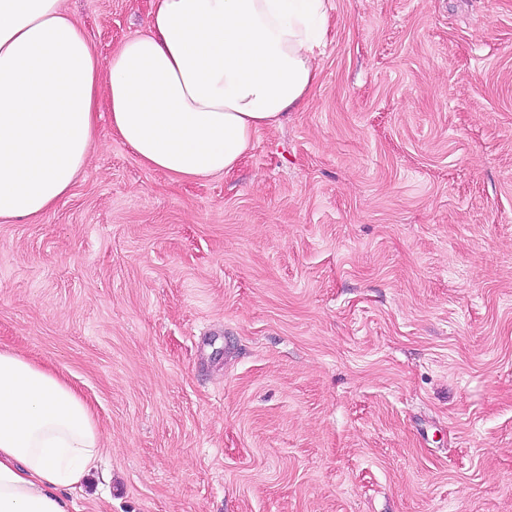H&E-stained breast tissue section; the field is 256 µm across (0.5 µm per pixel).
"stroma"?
<instances>
[{
    "label": "stroma",
    "mask_w": 512,
    "mask_h": 512,
    "mask_svg": "<svg viewBox=\"0 0 512 512\" xmlns=\"http://www.w3.org/2000/svg\"><path fill=\"white\" fill-rule=\"evenodd\" d=\"M100 63L150 0H63ZM230 174L110 133L0 221V345L107 451L85 512H512V0H328Z\"/></svg>",
    "instance_id": "35a3bbf8"
}]
</instances>
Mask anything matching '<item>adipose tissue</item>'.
<instances>
[{
	"label": "adipose tissue",
	"mask_w": 512,
	"mask_h": 512,
	"mask_svg": "<svg viewBox=\"0 0 512 512\" xmlns=\"http://www.w3.org/2000/svg\"><path fill=\"white\" fill-rule=\"evenodd\" d=\"M325 0H151L101 82L62 0H0V219L70 191L106 105L114 135L182 180L231 173L317 80ZM104 454L93 410L58 372L0 348V512H81L75 493Z\"/></svg>",
	"instance_id": "ef3b65f1"
}]
</instances>
